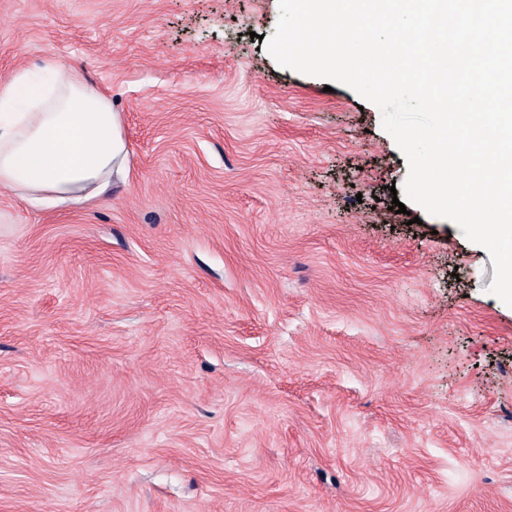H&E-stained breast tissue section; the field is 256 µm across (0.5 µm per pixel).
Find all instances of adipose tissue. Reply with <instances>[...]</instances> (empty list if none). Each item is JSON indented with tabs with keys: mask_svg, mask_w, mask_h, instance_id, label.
<instances>
[{
	"mask_svg": "<svg viewBox=\"0 0 512 512\" xmlns=\"http://www.w3.org/2000/svg\"><path fill=\"white\" fill-rule=\"evenodd\" d=\"M42 70L52 86L27 69L0 80V187L42 207L102 197L126 170L120 116L78 71Z\"/></svg>",
	"mask_w": 512,
	"mask_h": 512,
	"instance_id": "ef3b65f1",
	"label": "adipose tissue"
}]
</instances>
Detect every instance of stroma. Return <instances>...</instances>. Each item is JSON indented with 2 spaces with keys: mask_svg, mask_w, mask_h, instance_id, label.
<instances>
[{
  "mask_svg": "<svg viewBox=\"0 0 512 512\" xmlns=\"http://www.w3.org/2000/svg\"><path fill=\"white\" fill-rule=\"evenodd\" d=\"M279 0H0L112 100L90 204L0 187V512H512V306Z\"/></svg>",
  "mask_w": 512,
  "mask_h": 512,
  "instance_id": "1",
  "label": "stroma"
}]
</instances>
